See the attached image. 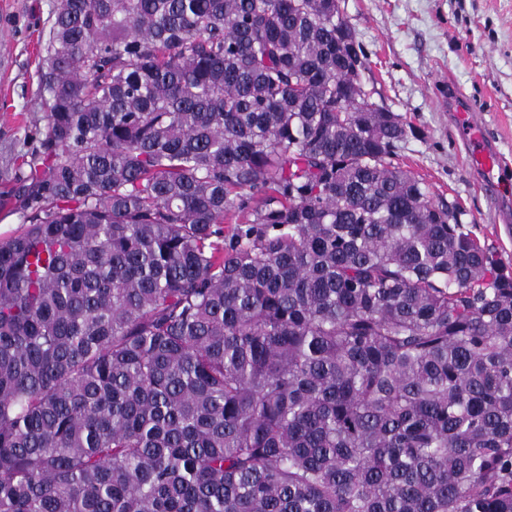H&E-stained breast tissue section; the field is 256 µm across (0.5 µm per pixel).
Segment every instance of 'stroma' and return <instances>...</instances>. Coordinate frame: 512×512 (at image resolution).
Masks as SVG:
<instances>
[{
    "instance_id": "stroma-1",
    "label": "stroma",
    "mask_w": 512,
    "mask_h": 512,
    "mask_svg": "<svg viewBox=\"0 0 512 512\" xmlns=\"http://www.w3.org/2000/svg\"><path fill=\"white\" fill-rule=\"evenodd\" d=\"M366 57L372 101L423 133L398 152L437 201L457 204L459 222L512 271V0H340ZM49 0H0V176L32 151L43 123L40 45ZM481 116L503 174L488 186L472 166L455 102Z\"/></svg>"
}]
</instances>
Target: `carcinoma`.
Returning <instances> with one entry per match:
<instances>
[{"mask_svg": "<svg viewBox=\"0 0 512 512\" xmlns=\"http://www.w3.org/2000/svg\"><path fill=\"white\" fill-rule=\"evenodd\" d=\"M334 2L50 0L0 512H512V272Z\"/></svg>", "mask_w": 512, "mask_h": 512, "instance_id": "obj_1", "label": "carcinoma"}]
</instances>
